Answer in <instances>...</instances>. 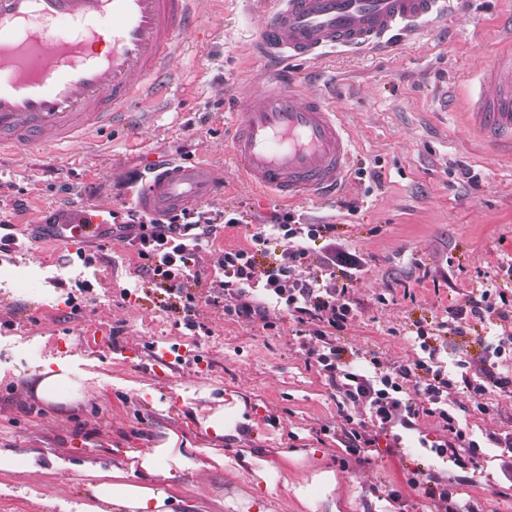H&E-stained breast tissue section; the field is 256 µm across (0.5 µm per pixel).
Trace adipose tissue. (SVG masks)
I'll use <instances>...</instances> for the list:
<instances>
[{
    "label": "adipose tissue",
    "mask_w": 512,
    "mask_h": 512,
    "mask_svg": "<svg viewBox=\"0 0 512 512\" xmlns=\"http://www.w3.org/2000/svg\"><path fill=\"white\" fill-rule=\"evenodd\" d=\"M34 389L37 396L49 401H58L61 395L83 397L86 387L74 379L64 367L44 366L35 374ZM87 489L90 503L84 504V512H168L167 486L143 487L129 482L121 470L100 471L87 469Z\"/></svg>",
    "instance_id": "1"
}]
</instances>
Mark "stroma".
I'll return each instance as SVG.
<instances>
[{
    "label": "stroma",
    "instance_id": "obj_1",
    "mask_svg": "<svg viewBox=\"0 0 512 512\" xmlns=\"http://www.w3.org/2000/svg\"><path fill=\"white\" fill-rule=\"evenodd\" d=\"M263 10L259 0H197L198 33L157 98L79 148L0 156V220L14 238L0 250V450L35 456L33 468L0 470V512H80L76 473L90 465L130 468L133 483L156 485L159 476L131 468L128 453L152 452L172 434L171 512H434L409 479L461 472L431 451L449 433L430 415L394 453L357 463L346 447L351 420L365 411L343 404L285 308L270 307L262 323L204 305L199 319L209 331L194 336L140 278L125 242L107 234L49 244L43 222L62 203L123 210L128 184L166 160L221 171L224 191L207 210L245 216L198 253L208 277L219 276L222 252L250 246L275 212L335 225L337 242L366 261L350 293L355 317L336 332V345L359 361L409 363L421 354L416 331L424 329L457 383L453 414L480 446L479 470L472 481L450 483L449 498L478 512H512V453L486 439L512 435V394L491 391L483 412L459 385L464 375L481 382L486 362L512 371V351L487 350L500 331L512 333V318L490 315L461 336L438 327L448 308L481 293L512 306V156L484 144L464 117L487 56L507 43L502 21L512 0H459L446 23L420 38L295 63L354 136L349 186L330 201L259 193L232 165V103L265 68L254 48ZM47 363L88 375L85 397L39 399L32 374ZM218 411L221 437L205 426ZM209 448L223 465L206 468ZM246 449L267 462L265 483L254 484L242 464ZM323 469L338 480L329 496L310 484ZM287 481L306 485L304 499L284 493Z\"/></svg>",
    "mask_w": 512,
    "mask_h": 512
}]
</instances>
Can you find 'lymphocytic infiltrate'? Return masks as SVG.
<instances>
[{"instance_id":"lymphocytic-infiltrate-1","label":"lymphocytic infiltrate","mask_w":512,"mask_h":512,"mask_svg":"<svg viewBox=\"0 0 512 512\" xmlns=\"http://www.w3.org/2000/svg\"><path fill=\"white\" fill-rule=\"evenodd\" d=\"M231 213L217 217L203 209L183 210L163 219L126 209L112 234L132 246L140 260L142 277L167 295V310L177 314L184 329H203L200 304L222 308L229 317L265 319L268 300L286 306L302 324L310 325L306 351L326 372L345 401L368 407L370 419L351 432L348 452L370 462L382 450L402 445V431L414 430L420 415H438L454 441L435 445L437 456L455 450L462 430L449 411L453 382L436 366V347L420 339L422 352L410 364L386 367L378 359L357 366L345 347L334 344L332 333L344 327L353 307L349 290L362 265L359 258L337 249L331 224H296L290 213H274L268 224L253 234L248 248L226 251L220 262L221 279L207 281L193 263L199 250L216 239L222 227L243 223ZM322 242L320 270L309 273L310 245Z\"/></svg>"}]
</instances>
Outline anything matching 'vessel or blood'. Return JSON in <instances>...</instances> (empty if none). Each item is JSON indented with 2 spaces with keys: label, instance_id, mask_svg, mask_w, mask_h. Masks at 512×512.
Wrapping results in <instances>:
<instances>
[{
  "label": "vessel or blood",
  "instance_id": "b4317fda",
  "mask_svg": "<svg viewBox=\"0 0 512 512\" xmlns=\"http://www.w3.org/2000/svg\"><path fill=\"white\" fill-rule=\"evenodd\" d=\"M196 0H0V150L85 143L158 84L196 29ZM450 0H275L259 29V52L308 62L326 49L376 48L422 33L448 14ZM489 87L467 112L497 151L512 152V50L493 57ZM353 139L335 108L286 71L267 70L232 112L231 159L254 187L291 201L342 190ZM221 172L192 161L153 169L130 193L134 207L160 217L220 195ZM112 210L88 201L57 209L52 242L96 237Z\"/></svg>",
  "mask_w": 512,
  "mask_h": 512
}]
</instances>
